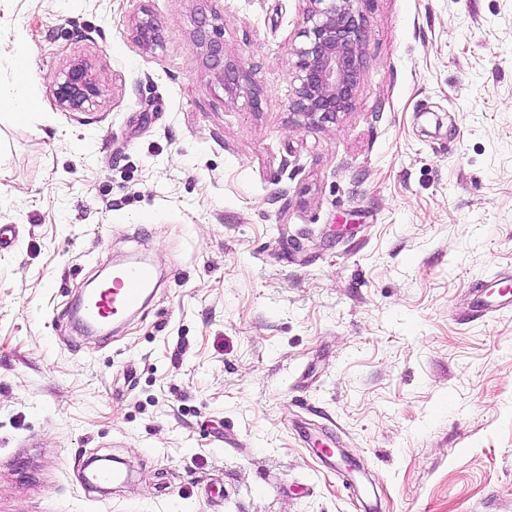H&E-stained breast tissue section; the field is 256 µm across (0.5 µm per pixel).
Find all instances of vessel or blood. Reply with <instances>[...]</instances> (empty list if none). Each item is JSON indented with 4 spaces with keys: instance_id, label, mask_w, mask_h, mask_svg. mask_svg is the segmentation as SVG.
Wrapping results in <instances>:
<instances>
[{
    "instance_id": "b4317fda",
    "label": "vessel or blood",
    "mask_w": 512,
    "mask_h": 512,
    "mask_svg": "<svg viewBox=\"0 0 512 512\" xmlns=\"http://www.w3.org/2000/svg\"><path fill=\"white\" fill-rule=\"evenodd\" d=\"M154 281V270L146 263L113 268L107 281L84 296L81 319L92 326H105L121 319L141 304ZM475 296L476 315L512 310V277H499L493 288H476Z\"/></svg>"
}]
</instances>
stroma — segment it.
<instances>
[{
  "label": "stroma",
  "instance_id": "stroma-1",
  "mask_svg": "<svg viewBox=\"0 0 512 512\" xmlns=\"http://www.w3.org/2000/svg\"><path fill=\"white\" fill-rule=\"evenodd\" d=\"M211 7L258 98L192 51L196 0H0L39 101L0 111V512H512V310L469 316L512 274V0H362L355 106L306 125L307 0ZM76 59L103 94L69 111ZM137 259L149 300L75 332ZM139 13L141 16H139ZM139 13L134 16L133 42L139 50L151 52L162 43L160 25L145 5H141Z\"/></svg>",
  "mask_w": 512,
  "mask_h": 512
}]
</instances>
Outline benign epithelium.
I'll return each mask as SVG.
<instances>
[{
	"mask_svg": "<svg viewBox=\"0 0 512 512\" xmlns=\"http://www.w3.org/2000/svg\"><path fill=\"white\" fill-rule=\"evenodd\" d=\"M303 25L296 33L292 72V96L288 111L304 123L336 121L352 110L358 94L363 68L361 0H308ZM221 16L199 10L192 32V50L200 57L229 97L237 95L246 72L241 60L229 56L221 38ZM160 25L142 5L134 16L133 42L144 52L162 43ZM102 95L101 84L87 65L72 62L62 73L55 90L59 105L80 111Z\"/></svg>",
	"mask_w": 512,
	"mask_h": 512,
	"instance_id": "obj_1",
	"label": "benign epithelium"
}]
</instances>
